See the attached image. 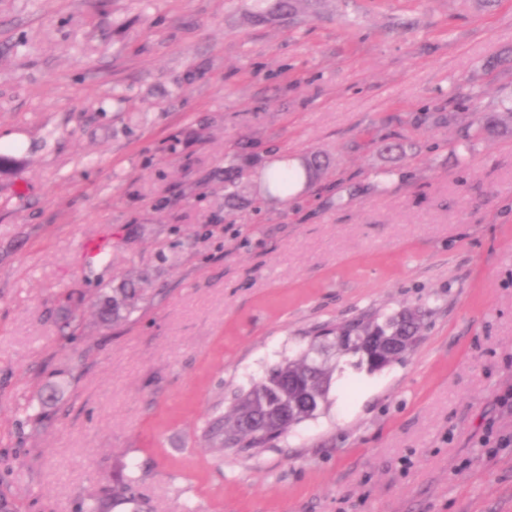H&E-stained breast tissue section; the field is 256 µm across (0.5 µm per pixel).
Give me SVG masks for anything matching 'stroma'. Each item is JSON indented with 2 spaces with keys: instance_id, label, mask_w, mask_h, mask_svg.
Listing matches in <instances>:
<instances>
[{
  "instance_id": "stroma-1",
  "label": "stroma",
  "mask_w": 512,
  "mask_h": 512,
  "mask_svg": "<svg viewBox=\"0 0 512 512\" xmlns=\"http://www.w3.org/2000/svg\"><path fill=\"white\" fill-rule=\"evenodd\" d=\"M253 5L0 0V493L79 512L134 466L149 512H512V136L456 161L512 97V0ZM275 147L330 166L263 197ZM420 306L410 356L269 448L198 442L310 330ZM312 0H254L253 18L257 22L294 18L298 12V2ZM243 169L234 159L224 164V200L229 202L240 197ZM139 288H114L112 297L104 299L100 305L99 313L105 323L129 316L136 308L139 297Z\"/></svg>"
}]
</instances>
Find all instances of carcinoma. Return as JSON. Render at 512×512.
Listing matches in <instances>:
<instances>
[{
	"mask_svg": "<svg viewBox=\"0 0 512 512\" xmlns=\"http://www.w3.org/2000/svg\"><path fill=\"white\" fill-rule=\"evenodd\" d=\"M253 18L258 22L293 18L300 0H254ZM512 136V99L503 100L493 112L483 115L480 122L466 134L458 161L468 162L472 140H490ZM325 168V161L317 154L304 158L299 169L288 173H272L264 182L269 196L288 193L292 184L302 179L309 184ZM243 169L230 160L224 164V200L240 197ZM138 288H114L112 296L104 299L99 313L109 323L130 315L136 308ZM422 310L374 313L351 321L324 328L311 337L308 346L295 358H285L269 366L265 375L236 395L228 412L213 417L202 431V439L213 451L237 453L257 452L288 434L306 420L317 417L329 404V393L334 376L349 368L356 373H373L370 362L390 354L395 362L407 355L405 351L389 352L384 348V337L399 329L404 336L418 341ZM328 347L326 355L317 360L314 352L320 344ZM138 482L135 470L126 480L92 496L81 505V512H112L114 503L133 500V485Z\"/></svg>",
	"mask_w": 512,
	"mask_h": 512,
	"instance_id": "carcinoma-1",
	"label": "carcinoma"
}]
</instances>
